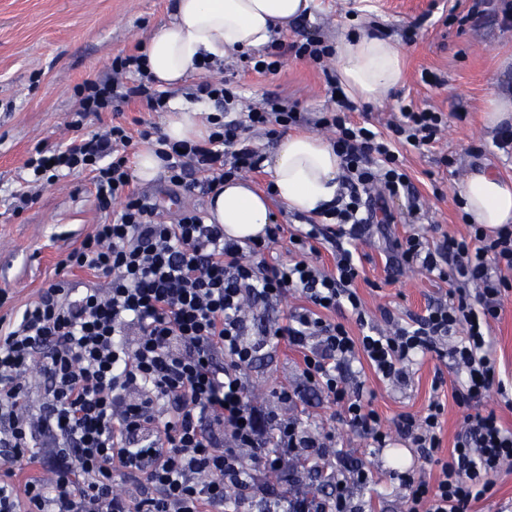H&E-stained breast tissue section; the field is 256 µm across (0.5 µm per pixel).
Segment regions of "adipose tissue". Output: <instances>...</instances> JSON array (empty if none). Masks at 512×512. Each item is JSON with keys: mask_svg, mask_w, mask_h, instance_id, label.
<instances>
[{"mask_svg": "<svg viewBox=\"0 0 512 512\" xmlns=\"http://www.w3.org/2000/svg\"><path fill=\"white\" fill-rule=\"evenodd\" d=\"M311 5L312 0H176L172 22L149 38L148 70L157 85L178 87L204 62L263 49ZM332 64L338 83L357 102L383 100L402 83V52L391 37L365 31L340 36ZM168 108L164 132L170 140L197 142L208 137L202 118L206 103L175 99ZM266 165L273 194L265 195L242 180H226L210 199L209 223L223 225L234 239L255 237L270 222L272 201L291 212L315 215L341 190V160L322 136H283ZM460 198L469 223L489 231L512 223V180L490 172L470 174Z\"/></svg>", "mask_w": 512, "mask_h": 512, "instance_id": "ef3b65f1", "label": "adipose tissue"}]
</instances>
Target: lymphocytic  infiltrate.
Segmentation results:
<instances>
[{"mask_svg": "<svg viewBox=\"0 0 512 512\" xmlns=\"http://www.w3.org/2000/svg\"><path fill=\"white\" fill-rule=\"evenodd\" d=\"M290 50L318 65L334 53L311 31L302 42L272 45L255 70L278 73ZM143 66L142 56H119L111 81L85 82L70 129L77 133L90 115L121 112L134 100L148 112L163 108L164 95ZM133 67L142 75L129 86L121 77ZM326 82L330 105L313 119L276 96L237 111L238 96L226 80L206 81L196 93L214 107L205 142L182 147L155 126L134 135L115 122L67 144L36 148L28 158L36 183L64 171H90L98 204L112 215L58 263L62 270L90 272L100 285L58 281L13 320L0 318V512H203L207 505L222 512L228 495L246 504L264 494L251 464L277 471L298 457L320 463L336 445L335 432L318 434L282 421L252 397L244 379L263 346L252 337L256 305H276L291 292L304 306L266 333L287 337L301 350L306 383L336 403L371 447H387L396 434L437 465L432 483L399 473L406 512H471L491 493V475L512 465V430L495 411L467 415L446 452L442 404L431 402L421 418L399 415L393 429H385L364 400L356 366L368 363L380 378L403 384L418 355L448 350L462 376L454 392L458 406L503 387L487 332L512 290V230L500 229L492 238L476 226L432 245L415 234L390 239L393 263L452 283L453 298L408 323L382 311L383 326L374 325L355 288L360 269L351 244L389 200L416 201L394 147L428 149L443 115L405 106L382 132L353 121L357 106L343 96L334 73ZM309 123L333 133L343 191L322 220H308L296 233L274 223L264 236L240 241L198 211L165 224L149 198L130 187L127 150L134 140L154 142L175 194L203 196L225 180L260 170L262 157L247 129L274 136ZM284 237L295 259L268 263L265 251ZM324 243L331 247L329 269L309 259ZM346 313L360 336L341 322ZM453 335L458 341L452 345ZM35 462L52 472V481L16 488L13 476ZM120 477L145 480L147 488L130 498L116 486ZM370 481L367 469L343 459L329 498L298 494L270 512H355L348 487Z\"/></svg>", "mask_w": 512, "mask_h": 512, "instance_id": "1", "label": "lymphocytic infiltrate"}]
</instances>
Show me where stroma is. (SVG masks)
Instances as JSON below:
<instances>
[{"mask_svg": "<svg viewBox=\"0 0 512 512\" xmlns=\"http://www.w3.org/2000/svg\"><path fill=\"white\" fill-rule=\"evenodd\" d=\"M473 0H316L312 15L294 21L282 40L299 39L306 28L318 29L323 38L335 40L378 21L399 41L406 54L405 77L389 101L359 104L354 117L386 123L404 105L431 108L444 114L447 124L438 141L424 152L404 149L400 158L420 193V211L409 216L405 199L389 201L395 216L386 231L372 230L357 241L361 258L356 282L364 307L372 317L388 309L409 319L425 314L428 305L445 298L448 283L435 280L414 268L403 271L389 266L386 235L402 237L417 233L431 242L442 236L466 234L457 204L458 193L471 172L486 169L512 179V154L493 144L495 129L484 123V108L491 96L512 92V27L504 28L497 16H488L477 28L449 20V9L467 11ZM173 0H0V289L9 301L0 316L16 314L37 299L51 281L92 282L90 273L58 270V261L106 214L99 209L91 177L82 171L63 173L43 184L35 203L21 213L9 207L25 171L23 165L36 146H52L75 137L67 123L78 107L76 89L87 80H103L112 74L115 57L139 54L150 35L168 23ZM243 55L225 59L222 68H211L203 77H192L178 87V95L193 98L201 79L230 78L239 87L244 104L278 95L298 103L300 110L322 111L327 84L322 70L304 58L288 55L275 75L244 69ZM439 75L442 86L425 84L422 72ZM450 165H442L441 156ZM167 171L137 189L156 203L162 221L176 223L184 210L206 211L208 196H183L170 203ZM496 358L512 390V294L505 297L502 312L492 321L488 336ZM301 353L287 340L258 352L245 378L254 396L275 406L284 418L301 421L310 429L336 432V455L363 464L372 474L366 486H350L358 512H404V491L393 470H413L434 481L437 469L420 458L407 441L376 449L368 440L338 419L335 405L323 394L308 392L293 406L279 404L281 389L301 386ZM445 384L432 386L435 372ZM363 379L373 397L372 408L384 427H392L400 414L424 416L429 403L439 400L443 448H451L461 430L463 409L455 402L457 386L451 359L426 354L410 369L406 384L379 380L372 369ZM267 496L254 498L249 512H265L268 502L297 493L313 494L314 478L300 464L280 474H266Z\"/></svg>", "mask_w": 512, "mask_h": 512, "instance_id": "stroma-1", "label": "stroma"}]
</instances>
